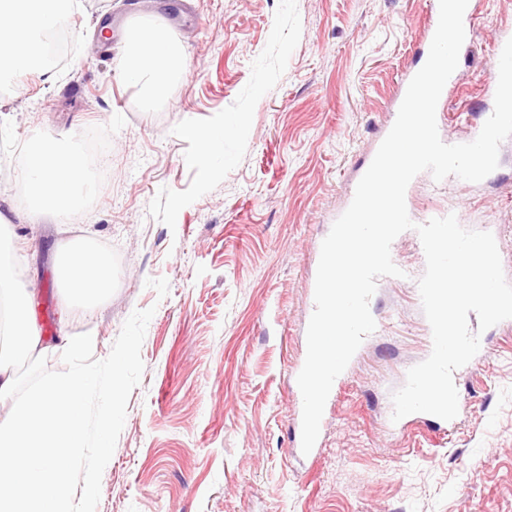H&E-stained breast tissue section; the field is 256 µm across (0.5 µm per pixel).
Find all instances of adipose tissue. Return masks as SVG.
Returning <instances> with one entry per match:
<instances>
[{
	"label": "adipose tissue",
	"instance_id": "1",
	"mask_svg": "<svg viewBox=\"0 0 512 512\" xmlns=\"http://www.w3.org/2000/svg\"><path fill=\"white\" fill-rule=\"evenodd\" d=\"M70 4L71 0H0L1 80L13 81L31 72L52 75L44 39L57 28ZM126 40L122 79L138 86L142 106L151 108L166 94L170 80L183 71L184 50L163 29L152 25L130 27ZM26 155L22 181L28 218L39 219L51 206L68 210L83 206L88 171L78 149L65 140H40L29 144ZM15 263V254L0 248V288L10 292L15 349L31 353L38 349L40 336L28 318L26 296L10 288ZM59 276L76 298L95 302L110 287L112 258L102 251H71L59 268Z\"/></svg>",
	"mask_w": 512,
	"mask_h": 512
}]
</instances>
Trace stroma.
Segmentation results:
<instances>
[{"mask_svg":"<svg viewBox=\"0 0 512 512\" xmlns=\"http://www.w3.org/2000/svg\"><path fill=\"white\" fill-rule=\"evenodd\" d=\"M471 9L473 35L437 105L449 144L480 133L494 106L492 49L512 38V0ZM69 18L53 78L0 85V246L16 254L33 322L52 318L49 370H63L66 338L91 334L100 360L133 311L155 310L96 512H512V323L463 372L454 430L387 425L390 387L428 349L412 230L392 247L412 275L378 281L379 331L324 419L317 462L293 440L288 374L306 356L320 247L393 124L431 0H76ZM151 21L182 43L187 66L147 111L121 69L124 29ZM237 119L223 163L204 161L203 130ZM91 132L108 171L85 207L29 221L28 144ZM406 206L418 224L452 213L494 227L512 279V137L481 182L423 172ZM72 248L112 256L97 304L73 301L58 277Z\"/></svg>","mask_w":512,"mask_h":512,"instance_id":"1","label":"stroma"}]
</instances>
